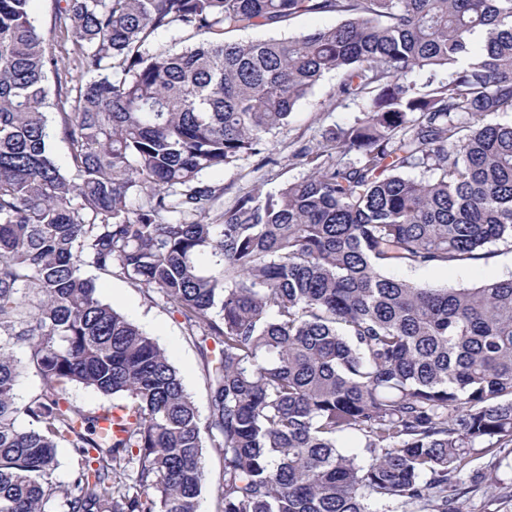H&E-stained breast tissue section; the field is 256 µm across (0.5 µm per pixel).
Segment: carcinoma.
Returning <instances> with one entry per match:
<instances>
[{"label":"carcinoma","instance_id":"carcinoma-1","mask_svg":"<svg viewBox=\"0 0 512 512\" xmlns=\"http://www.w3.org/2000/svg\"><path fill=\"white\" fill-rule=\"evenodd\" d=\"M31 2L0 0V512H198L206 441L217 512H462L474 455L512 445V279L385 270L512 248V123L490 120L512 112V0H55L54 45ZM325 12L340 21L225 39ZM333 70L361 117L295 151L301 180L219 203L202 175L268 164ZM94 273L182 318L206 417ZM24 368L41 391L21 402ZM72 385L115 402L79 407ZM58 467L53 474L57 485H67L77 468V455L72 448H57Z\"/></svg>","mask_w":512,"mask_h":512}]
</instances>
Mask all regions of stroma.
Segmentation results:
<instances>
[{
	"mask_svg": "<svg viewBox=\"0 0 512 512\" xmlns=\"http://www.w3.org/2000/svg\"><path fill=\"white\" fill-rule=\"evenodd\" d=\"M340 79L339 72L326 73L296 105L287 126L268 135L267 150L274 159L273 164L261 168L256 159H242L206 174L205 182L220 191L224 203L229 204L239 190L256 187L262 194H272L305 177L309 167L304 160L294 157V150L320 140L326 129L351 125L364 109L362 103L337 100L336 86ZM388 274L430 288H459L507 279L512 277V249L498 244L493 246L491 255L479 260L448 267H393ZM99 284L105 302L111 303L168 351L199 411H206L204 359L190 340L181 318L125 280L103 278ZM472 466L485 471L488 481L475 496L464 500L463 512H512V453L481 455Z\"/></svg>",
	"mask_w": 512,
	"mask_h": 512,
	"instance_id": "35a3bbf8",
	"label": "stroma"
}]
</instances>
